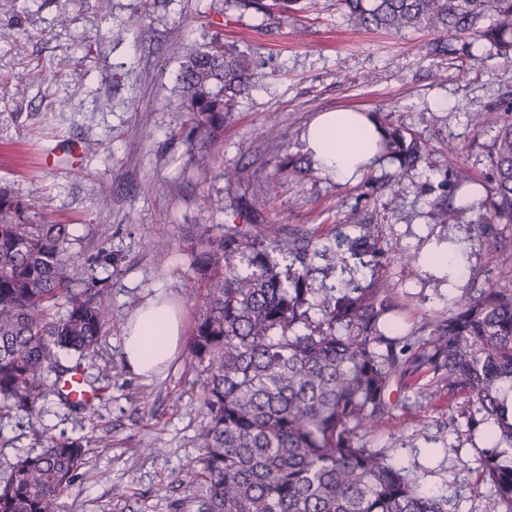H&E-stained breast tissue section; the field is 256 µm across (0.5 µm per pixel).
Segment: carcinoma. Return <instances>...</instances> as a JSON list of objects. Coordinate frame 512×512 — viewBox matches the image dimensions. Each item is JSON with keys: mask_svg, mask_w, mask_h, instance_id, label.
<instances>
[{"mask_svg": "<svg viewBox=\"0 0 512 512\" xmlns=\"http://www.w3.org/2000/svg\"><path fill=\"white\" fill-rule=\"evenodd\" d=\"M275 19L302 0H231ZM348 21L365 30L427 31L432 55L474 60L486 41L512 58V0H340ZM461 42V49L450 41ZM249 56L214 34L182 61L180 110L189 138L216 142L256 74ZM383 152L403 171L425 154L417 139L385 131ZM311 163L288 158L278 179L309 175ZM490 205L477 228L512 232V118L491 150ZM448 191L434 202L435 223L454 221ZM353 234L336 239L354 255L381 251L376 225L349 213ZM312 238L276 224H240L204 235L192 250L187 291L202 299L188 344L198 371L206 422L201 454L183 481L200 485L202 512H457L453 499L423 488L417 471L365 441L371 426L401 407L394 390L417 385L419 397L460 401L448 430H482L480 458L494 512H512V288H484L424 317L401 322L403 304L387 280L366 288H315L309 282ZM206 281L199 294L196 279ZM111 310L100 290L78 277L69 225L27 224L18 201L0 193V406L39 417L50 376L72 371L60 355L82 359L106 333ZM86 449L53 439L0 475V512H60V499L81 475Z\"/></svg>", "mask_w": 512, "mask_h": 512, "instance_id": "obj_1", "label": "carcinoma"}]
</instances>
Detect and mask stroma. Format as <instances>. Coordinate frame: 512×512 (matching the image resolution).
Wrapping results in <instances>:
<instances>
[{
	"label": "stroma",
	"instance_id": "35a3bbf8",
	"mask_svg": "<svg viewBox=\"0 0 512 512\" xmlns=\"http://www.w3.org/2000/svg\"><path fill=\"white\" fill-rule=\"evenodd\" d=\"M0 192L26 203L30 224L68 225L72 250L95 256L83 279L99 278L112 320L94 353L81 365L95 390L93 408L66 402L59 390L39 399L41 417L0 409V473L50 440L73 438L87 449L82 477L61 500V512H199L203 490L182 475L200 451L194 437L206 421L203 392L187 349L157 376L135 375L123 358L129 315L164 292L182 311L185 329L200 314L185 279L191 251L215 225L238 223L246 205L262 224L312 233L320 249L335 246L350 211L376 224L382 252L376 266L348 259L347 272L312 260L313 279L325 286L348 279L367 285L380 272L395 285L408 319L438 315L455 299L512 274L493 263V240L476 228L478 207L455 208L451 224L435 223L433 201L444 174L485 181L497 126L512 102V59L481 44L477 59L428 54L429 33L352 28L336 0L264 24L261 15L224 0H156L150 14L141 0H0ZM221 33L227 47L259 64L247 93L224 121L218 143L188 144L177 134L183 58ZM38 80H29L32 71ZM351 108L414 134L427 162L399 173L390 159L353 181L321 171L283 180L266 198L245 184L227 185L225 170L248 166L258 178L274 174L285 155L303 152L302 134L318 114ZM60 142H78L79 167L45 166L41 154ZM455 153H447L446 144ZM208 154V168L197 160ZM168 249L156 253L153 241ZM467 245L461 287H449L407 251L453 240ZM396 422L379 425L369 444L390 449L394 461L418 468L428 489L459 495V512H492L473 498L480 478L483 433H445L456 402L440 396L418 403L413 390ZM150 438L156 453L140 448ZM467 460L468 469L456 466Z\"/></svg>",
	"mask_w": 512,
	"mask_h": 512
}]
</instances>
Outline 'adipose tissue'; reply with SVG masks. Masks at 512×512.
Wrapping results in <instances>:
<instances>
[{"label": "adipose tissue", "mask_w": 512, "mask_h": 512, "mask_svg": "<svg viewBox=\"0 0 512 512\" xmlns=\"http://www.w3.org/2000/svg\"><path fill=\"white\" fill-rule=\"evenodd\" d=\"M380 138L371 116L335 110L320 113L309 125L305 149L322 173L345 182L379 161ZM180 336L175 309L162 298L148 299L131 316L123 333L127 367L146 377L158 373L177 352Z\"/></svg>", "instance_id": "1"}]
</instances>
